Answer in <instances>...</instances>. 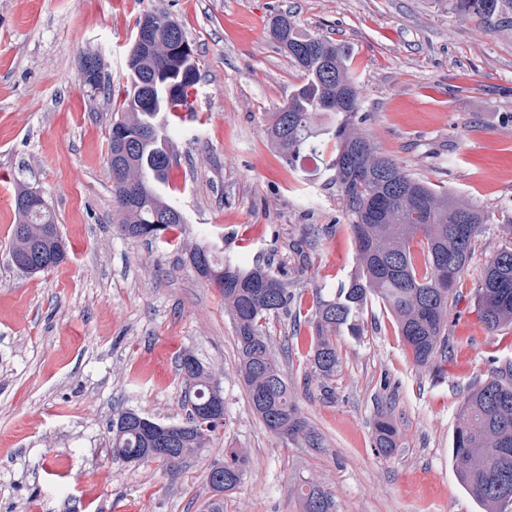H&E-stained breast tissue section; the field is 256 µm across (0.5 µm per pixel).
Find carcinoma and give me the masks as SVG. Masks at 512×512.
<instances>
[{
    "instance_id": "1",
    "label": "carcinoma",
    "mask_w": 512,
    "mask_h": 512,
    "mask_svg": "<svg viewBox=\"0 0 512 512\" xmlns=\"http://www.w3.org/2000/svg\"><path fill=\"white\" fill-rule=\"evenodd\" d=\"M448 9L475 16L507 30L512 26V0H448ZM149 25L152 48L132 42L121 112L108 131L109 155H122L123 170L112 174V195L121 233L133 239H163L184 224L182 213L168 203L157 186L172 162L163 122L189 107L198 81V61L182 27L168 16L146 12L138 25ZM270 38L304 74V82L271 116L268 137L295 165L316 158L333 171L336 192L354 238L358 273L332 297L315 292L312 303L313 367L323 378L336 376L340 357L336 336L364 334L361 318L374 296L390 311L399 335L420 368L435 365L450 352L448 316L456 287L470 268L482 225L483 209L438 191L408 173L397 160L380 153L363 133L362 92L343 48L321 35L305 34L286 14L269 24ZM335 152L326 154V143ZM10 253L15 266L37 274L67 259L57 225L44 201L16 210ZM190 261L208 285L224 295L233 317L239 349L237 374L251 410L271 434L307 448H324L323 438L300 412L285 374L263 331V321L288 311L294 294L288 282L258 262L249 269L214 262L206 245L197 244ZM481 321L489 333L512 325V248L486 260L477 281ZM179 370L188 390L185 402H205L224 409V393L212 371L185 352ZM141 414L129 410L112 419V455H135L174 468L207 447L224 423L151 420V430H130L125 423ZM176 449L171 463L152 456L158 438ZM398 447L397 428L384 412L375 424V448L390 455ZM452 456L460 483L484 512H512V365L473 386L461 403L452 440ZM224 484L212 476V495L203 512H224V495L236 490L250 466L245 448L224 449ZM300 512H336L335 500L319 483H300Z\"/></svg>"
}]
</instances>
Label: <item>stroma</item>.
I'll return each mask as SVG.
<instances>
[{
  "label": "stroma",
  "mask_w": 512,
  "mask_h": 512,
  "mask_svg": "<svg viewBox=\"0 0 512 512\" xmlns=\"http://www.w3.org/2000/svg\"><path fill=\"white\" fill-rule=\"evenodd\" d=\"M146 11L178 22L199 59L195 116L168 131L177 157L161 186L185 224L171 242L118 229L107 134L117 105L79 77L96 53L112 86ZM348 53L364 97L362 129L414 177L488 215L448 317L454 350L415 366L390 313L369 301L364 335H338L326 380L309 350L314 291L334 294L357 269L331 171L289 166L267 120L303 81L270 39L279 14ZM512 31L459 18L448 0H0V512H200L207 474L229 447L251 454L224 512H299L302 478L323 484L337 512H481L451 456L469 388L512 364V326L488 333L475 298L485 261L512 243ZM38 192L68 256L34 276L9 255L13 193ZM252 267L271 257L296 295L263 330L326 446L270 434L237 375L224 297L187 248ZM191 352L224 390V426L176 471L112 456L109 426L133 410L182 421ZM398 430L373 444L380 412ZM397 428L391 418L384 412L378 414L375 424V448L390 455L397 448Z\"/></svg>",
  "instance_id": "stroma-1"
}]
</instances>
